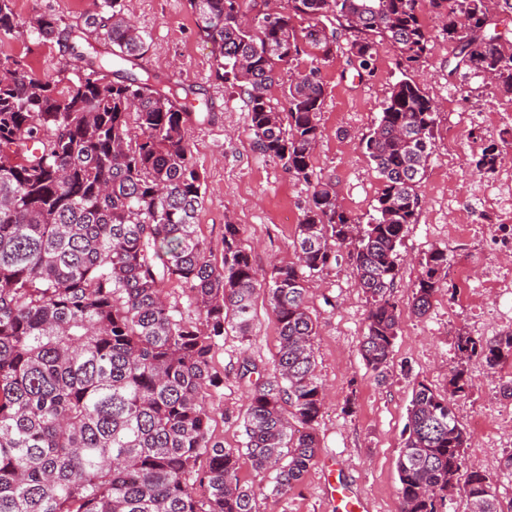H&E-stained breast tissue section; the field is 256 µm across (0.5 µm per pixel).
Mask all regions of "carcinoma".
I'll list each match as a JSON object with an SVG mask.
<instances>
[{
    "mask_svg": "<svg viewBox=\"0 0 512 512\" xmlns=\"http://www.w3.org/2000/svg\"><path fill=\"white\" fill-rule=\"evenodd\" d=\"M491 2L428 5L453 45L449 73L465 69L512 95V44L485 35ZM93 5L61 31L51 15L30 23L39 37L70 43L77 73L66 86L0 52V512H255L254 492L238 477L241 457L274 473L272 493L285 495L317 454L324 389L305 283L343 245L369 303L361 356L376 376L388 373L400 247L418 223L435 149L436 107L408 76L426 57L431 30L420 0H285L277 8L189 0L199 34L219 49L214 79L247 95L254 147L308 188L297 261L261 277L238 225H224L219 266L198 234L205 189L186 116L202 105L145 68L112 79L113 67L136 63L148 44L122 0ZM296 19L308 25L298 30ZM21 28L13 0H0V37ZM342 38L360 73L370 72L382 41L404 67L361 139L381 182L365 222L340 206L335 184L313 165L325 101L319 68L291 74L285 102L270 95L299 41L327 56ZM499 161L491 143L472 164L493 173ZM420 265L410 306L417 315L442 286L448 251L432 248ZM168 283L186 304L167 301ZM262 287L279 329L274 371L242 366L245 442L226 448L205 406L224 387L211 360L226 323L248 337ZM456 346L460 365L448 384L461 397L470 388L463 363L512 358V331L484 340L461 333ZM467 441L452 399L418 382L397 460L401 512H442L456 490L469 512H504L491 477L464 469Z\"/></svg>",
    "mask_w": 512,
    "mask_h": 512,
    "instance_id": "carcinoma-1",
    "label": "carcinoma"
}]
</instances>
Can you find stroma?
Masks as SVG:
<instances>
[{
  "label": "stroma",
  "instance_id": "obj_1",
  "mask_svg": "<svg viewBox=\"0 0 512 512\" xmlns=\"http://www.w3.org/2000/svg\"><path fill=\"white\" fill-rule=\"evenodd\" d=\"M123 5L149 43L144 66L160 83H180L207 104L206 111L190 113L187 124L192 157L206 190L197 222L214 261L222 259L228 224L238 225L240 242L250 250L259 273L295 261L293 241L307 188L254 149L246 96L213 80L217 49L199 35L188 0H123ZM92 8L93 0H14L23 28L15 36L0 38V51L22 57L35 77H72L69 51L31 33L28 23L52 14L60 27L67 28ZM421 17L434 38L413 78L437 104L438 119L434 155L420 188L419 221L410 225L404 239L403 266L392 290L401 316L389 375L378 380L360 355L368 305L355 284L349 249L340 247L333 266L307 283L309 309L318 323L316 372L327 389L315 427L319 449L304 481L276 497L270 494L268 473L241 460L239 478L253 488L256 512H333L322 484V473L330 464L368 504L369 512H400L396 461L415 383L447 393L448 376L460 364L458 333L488 339L512 330V292L482 288L486 277L512 263V254L493 250L484 229L489 212L482 201L497 194L498 177L478 172L469 163L482 146L498 142L503 166L512 168V144L502 143L500 133L481 122L490 110L512 113V96L482 79L449 75L453 47L429 8H422ZM293 66L319 67L324 87L323 136L314 152L315 170L335 183L345 211L368 218L380 182L360 140L373 128L389 86L402 77L397 51L391 44L379 45L373 74L365 78L348 64L342 46L327 60L319 49L306 47ZM435 245L447 249L449 273L428 313L419 317L409 310L418 260ZM462 262L473 272L470 290L475 301L469 307L458 303L456 268ZM254 304L249 341L228 331L212 359L214 370L224 377L223 388L208 400L212 429L228 448L241 447L244 440L247 394L238 380L239 365L248 358L272 367L278 344L276 318L265 294L256 293ZM464 366L470 393L454 404L469 437L464 464L486 470L499 499L507 504L512 502V470L504 463L512 456V398L503 396L501 386L512 382V359L494 367L475 359Z\"/></svg>",
  "mask_w": 512,
  "mask_h": 512
}]
</instances>
